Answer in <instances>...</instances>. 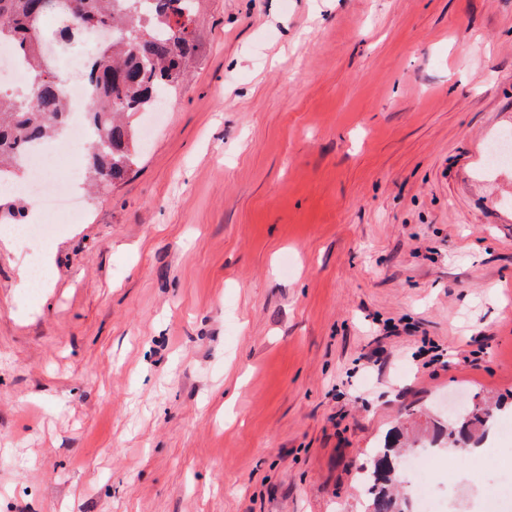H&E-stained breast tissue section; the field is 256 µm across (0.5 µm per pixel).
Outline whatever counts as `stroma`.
Wrapping results in <instances>:
<instances>
[{"mask_svg":"<svg viewBox=\"0 0 512 512\" xmlns=\"http://www.w3.org/2000/svg\"><path fill=\"white\" fill-rule=\"evenodd\" d=\"M131 168L0 235V512H364L387 435L453 512L512 424V0H200ZM501 400L448 464V397ZM5 231L12 233L22 244L36 242L39 244V249L48 246L49 237L40 224L14 225L6 228Z\"/></svg>","mask_w":512,"mask_h":512,"instance_id":"stroma-1","label":"stroma"}]
</instances>
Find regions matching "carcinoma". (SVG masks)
I'll use <instances>...</instances> for the list:
<instances>
[{"label": "carcinoma", "instance_id": "carcinoma-1", "mask_svg": "<svg viewBox=\"0 0 512 512\" xmlns=\"http://www.w3.org/2000/svg\"><path fill=\"white\" fill-rule=\"evenodd\" d=\"M195 7L196 0H69L59 37L94 26L117 33L99 45L87 74L96 91L87 109L96 130L85 172L90 187L108 188L127 172L134 132L123 115L156 109L160 93L185 77L183 64L196 49L190 29ZM49 15L44 0H0V18L8 21L7 30H0V50L24 61L30 77L26 92L0 90V180L24 166L31 141L53 138L64 128L61 80L34 37ZM492 417L490 408L455 417L448 441L457 442L458 433ZM392 452L388 446L375 449L373 465L363 473L369 512H409L405 495L390 490Z\"/></svg>", "mask_w": 512, "mask_h": 512}]
</instances>
